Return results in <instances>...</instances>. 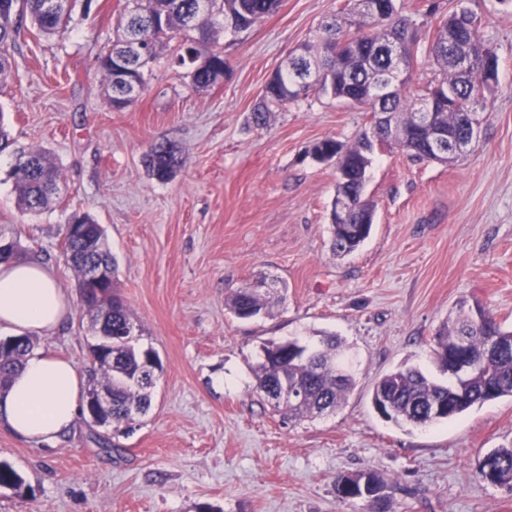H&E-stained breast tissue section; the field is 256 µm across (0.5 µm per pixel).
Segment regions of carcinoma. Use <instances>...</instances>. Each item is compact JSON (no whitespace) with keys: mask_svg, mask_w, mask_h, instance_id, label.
<instances>
[{"mask_svg":"<svg viewBox=\"0 0 512 512\" xmlns=\"http://www.w3.org/2000/svg\"><path fill=\"white\" fill-rule=\"evenodd\" d=\"M133 8L126 30H137L150 51L144 57L126 58L132 77L141 66H149L160 50L174 38L180 39L174 63L186 70L189 87L205 91L217 84L229 66L217 36L244 31L274 14L281 0H131ZM45 0H0V74L11 67L10 49L23 33L26 21L39 32L52 36L59 33L66 17L44 10ZM207 34V43L194 45L195 30ZM400 40L407 53L416 60L424 53L438 69L437 76L413 94L411 79L390 77V60L385 43ZM124 44L119 41L101 54L100 68L107 83L109 105L125 110L142 95L133 87L115 80L112 54ZM457 56L469 60V68L461 70L454 62ZM497 56L490 39L482 33L481 20L467 8L458 6L440 17L429 33L422 32L410 17L399 15L395 0H386L385 10L376 17L358 12L347 4L330 20L320 24L317 35L299 46L266 82L249 122L259 130L268 127L271 115L289 104L307 98L315 90L338 101L368 105L371 109V133H362L352 145L325 137L314 143L308 154L315 160H336V197L350 199L348 224L332 225V248L338 255L357 250L369 237L375 217V204L358 193L368 180L372 163L373 140L380 139L388 148L406 151L420 160L446 163L456 154L443 151L428 153L424 144L430 131L415 124L418 100L427 94L449 91L456 106L435 108L433 124L461 136L472 123H481L479 113L469 111L494 91ZM30 167L16 175L19 204L26 212L44 209L52 197L49 185L62 178L56 162L43 149L26 152ZM150 176L168 181L183 165L182 150L170 142H158L143 156ZM63 256L84 280L88 262L103 263L110 268L112 279L100 295L87 306L95 333L111 332L113 336L132 335L134 325L121 299L115 294L116 260L106 248L103 235L68 236L64 238ZM232 313L239 319H253L270 313L272 302L266 278L234 293L229 301ZM466 340L472 359H479L492 339L503 350L475 370L467 379L455 384L438 382L418 367L393 371L380 379L372 392V406L385 408L383 419L415 425L425 424L430 405L456 394L452 411L435 419L452 420L477 404L512 397V330H505L489 315L479 322L467 316L444 323L433 338V359L441 371L448 370V357L456 354L460 340ZM35 347L32 337L22 346L0 349V385L6 386L12 375L23 367ZM97 370L89 379V387L112 391V423L121 424L129 415H143L151 404L152 377L161 368L160 360L150 359V350L132 342L115 341L110 346L91 350ZM347 374L336 376V371ZM254 375L258 389L274 409L290 419H301L333 412L346 401L353 390V372L347 369L343 345L334 334L323 335L317 344L291 340L286 347L270 342L262 348ZM302 392L296 401L278 400L283 386ZM479 477L493 485L512 490V447L497 448L482 461ZM0 487L19 494L32 492L24 479L8 463L0 462Z\"/></svg>","mask_w":512,"mask_h":512,"instance_id":"obj_1","label":"carcinoma"}]
</instances>
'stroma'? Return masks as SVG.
Returning <instances> with one entry per match:
<instances>
[{
    "instance_id": "1",
    "label": "stroma",
    "mask_w": 512,
    "mask_h": 512,
    "mask_svg": "<svg viewBox=\"0 0 512 512\" xmlns=\"http://www.w3.org/2000/svg\"><path fill=\"white\" fill-rule=\"evenodd\" d=\"M345 3L282 0L220 37L229 70L203 92L166 47L122 111L109 105L97 57L121 35L128 0H91L65 32L18 39L0 77V122L16 148L50 151L63 178L47 208L22 211L15 155L0 154V242L51 268L71 301L66 324L35 336L34 351L90 377L94 333L61 253L70 216L85 212L117 261L136 345L161 368L149 412L132 433L111 434L112 452L82 416L52 445L0 427V461L34 490L0 487V512H368L336 493L337 476L366 470L392 485L389 512H512V491L478 476L487 454L512 446V398L426 427L387 422L370 400L375 382L405 364L447 382L432 338L460 310L480 307L512 328V9L466 0L498 56L478 139L448 163L376 148L371 233L339 257L336 165L305 152L327 136L354 144L369 113L313 91L266 129L246 117L288 55ZM156 141L183 152L166 182L142 164ZM262 275L281 302L272 316L236 318L228 300ZM323 331L344 341L356 388L336 413L288 421L257 390L253 368L263 345Z\"/></svg>"
}]
</instances>
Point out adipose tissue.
<instances>
[{
  "mask_svg": "<svg viewBox=\"0 0 512 512\" xmlns=\"http://www.w3.org/2000/svg\"><path fill=\"white\" fill-rule=\"evenodd\" d=\"M69 311L67 291L48 267L27 259L0 264V327L49 335ZM82 403L75 366L35 355L0 389V426L23 441L51 443L71 430Z\"/></svg>",
  "mask_w": 512,
  "mask_h": 512,
  "instance_id": "1",
  "label": "adipose tissue"
}]
</instances>
